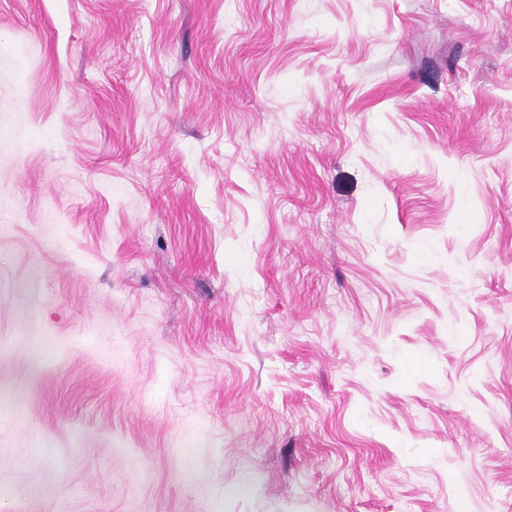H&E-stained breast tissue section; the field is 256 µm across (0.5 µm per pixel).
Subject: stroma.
Returning <instances> with one entry per match:
<instances>
[{"label":"stroma","mask_w":512,"mask_h":512,"mask_svg":"<svg viewBox=\"0 0 512 512\" xmlns=\"http://www.w3.org/2000/svg\"><path fill=\"white\" fill-rule=\"evenodd\" d=\"M0 512H512V0H0Z\"/></svg>","instance_id":"1"}]
</instances>
